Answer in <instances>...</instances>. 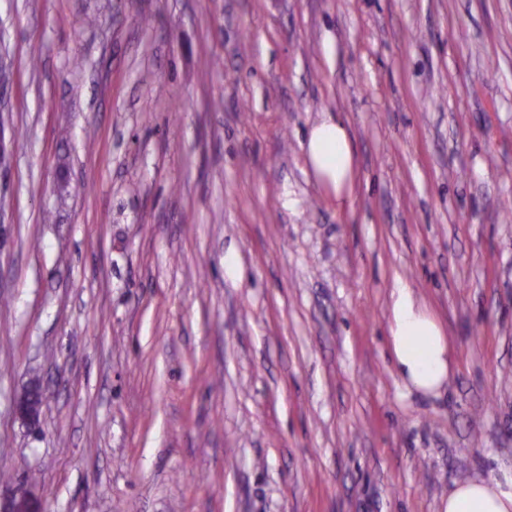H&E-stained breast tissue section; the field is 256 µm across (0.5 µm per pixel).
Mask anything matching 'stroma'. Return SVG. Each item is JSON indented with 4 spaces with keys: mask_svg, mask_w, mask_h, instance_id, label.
<instances>
[{
    "mask_svg": "<svg viewBox=\"0 0 512 512\" xmlns=\"http://www.w3.org/2000/svg\"><path fill=\"white\" fill-rule=\"evenodd\" d=\"M0 60V472L42 512H443L512 470V0H0ZM319 182L337 198L350 192L355 155L347 127L339 117L327 116L316 124L304 146ZM390 342L395 367L408 387L423 393L442 388L451 366L444 329L402 282L392 293ZM35 393H39L36 398ZM39 399V401H36ZM44 400V388L38 383L30 382L23 393L14 401V411L17 417L29 426L36 427L39 423L41 408Z\"/></svg>",
    "mask_w": 512,
    "mask_h": 512,
    "instance_id": "obj_1",
    "label": "stroma"
}]
</instances>
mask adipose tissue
I'll use <instances>...</instances> for the list:
<instances>
[{"instance_id":"1","label":"adipose tissue","mask_w":512,"mask_h":512,"mask_svg":"<svg viewBox=\"0 0 512 512\" xmlns=\"http://www.w3.org/2000/svg\"><path fill=\"white\" fill-rule=\"evenodd\" d=\"M305 152L319 182L336 197L350 192L355 155L341 119L325 117L307 139ZM390 342L395 367L408 387L434 393L448 379L451 356L439 321L415 299L406 284L392 293ZM445 512H512V474L457 485Z\"/></svg>"}]
</instances>
